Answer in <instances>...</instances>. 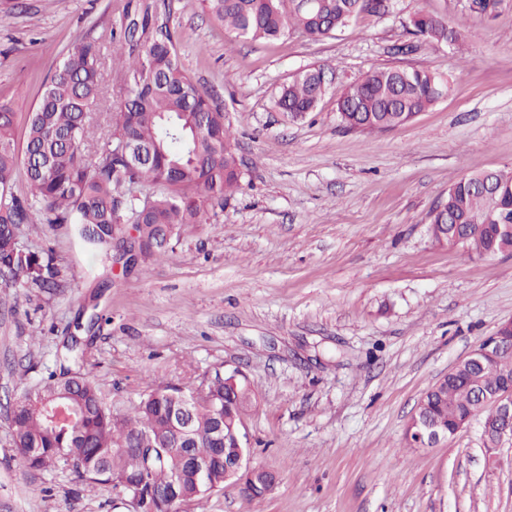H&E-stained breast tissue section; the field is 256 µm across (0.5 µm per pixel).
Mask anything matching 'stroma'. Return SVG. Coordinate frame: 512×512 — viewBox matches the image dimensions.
Returning <instances> with one entry per match:
<instances>
[{"mask_svg": "<svg viewBox=\"0 0 512 512\" xmlns=\"http://www.w3.org/2000/svg\"><path fill=\"white\" fill-rule=\"evenodd\" d=\"M184 67L224 108L241 190L205 224L170 229L163 260L130 268L85 252L70 225L23 237L50 248L62 288H0V512H126L108 485L68 469L27 468L9 406L60 372L65 336L112 411L161 384L198 385L240 369L256 404L244 422L256 464L278 475L250 497L228 485L197 512H512V439L486 447L478 425L410 447L421 396L512 318V253L470 258L433 243L430 214L449 187L512 169V0L495 14L470 0H393L332 37L272 41L227 34L201 0H165ZM122 0H0V100L17 142L56 65L109 37ZM447 19L464 49L407 31L413 13ZM334 80L293 121L275 98L300 70ZM429 69L450 89L413 122L347 129L343 88L379 68Z\"/></svg>", "mask_w": 512, "mask_h": 512, "instance_id": "stroma-1", "label": "stroma"}]
</instances>
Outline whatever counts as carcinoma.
<instances>
[{
    "label": "carcinoma",
    "instance_id": "1",
    "mask_svg": "<svg viewBox=\"0 0 512 512\" xmlns=\"http://www.w3.org/2000/svg\"><path fill=\"white\" fill-rule=\"evenodd\" d=\"M236 39L274 40L288 32L313 39L332 35L362 14L384 16L392 0H202ZM412 34L432 43L461 46L465 36L437 15L416 12ZM116 69L108 129L98 132L91 112L103 94L102 45L83 41L55 68L28 117L24 146L14 137L15 112L0 103V285L49 293L60 286L63 267L50 249L23 245L26 227L72 226L80 246L112 252L122 224L183 226L207 222V207L241 187L242 170L224 111L183 68L178 35L155 0H124L119 25L110 33ZM327 68L313 65L279 91L277 109L299 120L315 111ZM448 91V82L429 69L382 68L346 87L337 101L343 123L362 131L384 130L413 121ZM23 170L28 194L14 190ZM466 176L448 189V215H431L434 242L463 248L469 257L493 258L512 248L499 224L512 222V171L497 170L491 198ZM150 187L141 195L140 187ZM512 348L476 370L465 368L434 386L423 409L448 433L474 408L477 384L508 389ZM192 419V451L209 461L198 475L173 445L181 439L171 415L183 407ZM69 405L58 422L47 408ZM253 402L252 389L224 384V371L204 374L196 388L159 385L129 413L107 406L101 384L79 372L63 381L52 374L24 389L14 404L11 430L18 454L31 469L71 467L82 482L121 487L148 512H168L170 498L197 504L234 483L224 477V454L235 447L231 428Z\"/></svg>",
    "mask_w": 512,
    "mask_h": 512
}]
</instances>
